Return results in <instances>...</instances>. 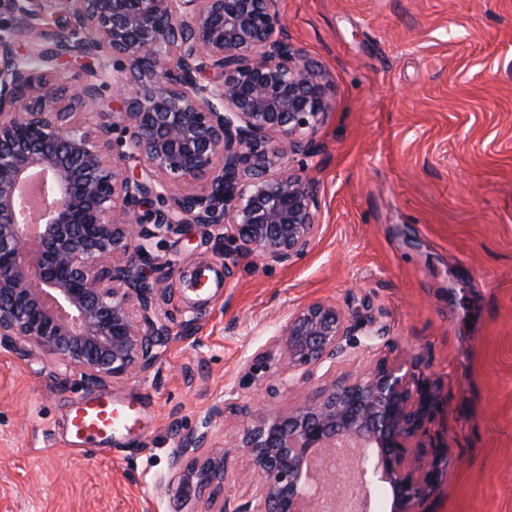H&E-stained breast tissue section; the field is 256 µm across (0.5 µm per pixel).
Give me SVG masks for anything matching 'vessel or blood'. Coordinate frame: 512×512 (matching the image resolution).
<instances>
[{
  "instance_id": "vessel-or-blood-1",
  "label": "vessel or blood",
  "mask_w": 512,
  "mask_h": 512,
  "mask_svg": "<svg viewBox=\"0 0 512 512\" xmlns=\"http://www.w3.org/2000/svg\"><path fill=\"white\" fill-rule=\"evenodd\" d=\"M137 423L131 407L115 405L111 397L95 396L78 402L67 418V447L80 453H96L116 434Z\"/></svg>"
}]
</instances>
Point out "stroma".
Listing matches in <instances>:
<instances>
[{"mask_svg": "<svg viewBox=\"0 0 512 512\" xmlns=\"http://www.w3.org/2000/svg\"><path fill=\"white\" fill-rule=\"evenodd\" d=\"M294 44L330 85L317 153L320 231L294 264L268 266L195 227L155 239L173 288L158 360L104 387L43 356L0 349V512H210L170 463L208 428L232 441L225 400L285 409L317 385L387 358L439 386L432 432L448 477L430 512H512V0H279ZM210 270L209 288L182 283ZM231 279H224L225 269ZM322 301L356 326L352 357L264 398L243 367L299 308ZM107 393L141 430L94 460L64 444L74 401Z\"/></svg>", "mask_w": 512, "mask_h": 512, "instance_id": "stroma-1", "label": "stroma"}]
</instances>
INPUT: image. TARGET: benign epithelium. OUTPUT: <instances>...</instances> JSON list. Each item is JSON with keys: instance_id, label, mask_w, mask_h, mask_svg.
Listing matches in <instances>:
<instances>
[{"instance_id": "1", "label": "benign epithelium", "mask_w": 512, "mask_h": 512, "mask_svg": "<svg viewBox=\"0 0 512 512\" xmlns=\"http://www.w3.org/2000/svg\"><path fill=\"white\" fill-rule=\"evenodd\" d=\"M0 26V348L40 354L89 383L139 373L172 335L156 313L172 293L150 280L153 240L186 225L219 233L248 256L287 264L317 235L319 183L291 168L314 153L329 108L321 70L291 42L278 0H8ZM119 59L130 76L124 111L108 112L100 86L75 90L54 75L69 60ZM120 131L113 137L114 131ZM134 158L140 174H123ZM39 173L50 189L33 250L19 186ZM199 182V190L174 187ZM336 306L312 302L289 316L249 373L273 399L314 379L358 347ZM438 387L381 359L320 388L305 403L252 413L212 409L172 466L199 453L224 409L250 418L231 447L192 469L199 492L248 458L255 489L216 512H297L304 498L341 487L306 476L309 455L346 442L367 491L390 489L389 512H427L448 474L430 434Z\"/></svg>"}]
</instances>
